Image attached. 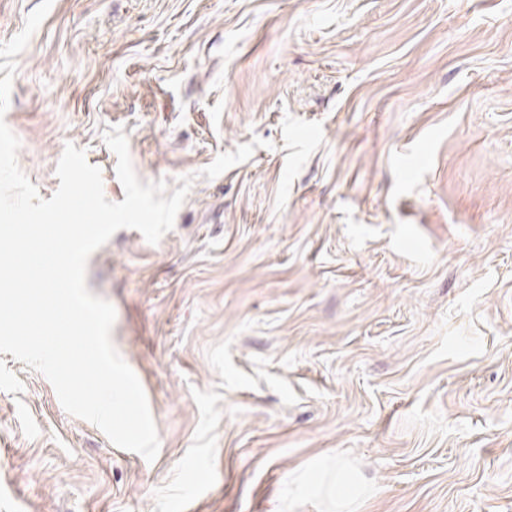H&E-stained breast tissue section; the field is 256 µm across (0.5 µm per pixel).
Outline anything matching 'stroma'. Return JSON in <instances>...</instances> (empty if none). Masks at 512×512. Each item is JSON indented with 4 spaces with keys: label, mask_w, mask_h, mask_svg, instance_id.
I'll return each instance as SVG.
<instances>
[{
    "label": "stroma",
    "mask_w": 512,
    "mask_h": 512,
    "mask_svg": "<svg viewBox=\"0 0 512 512\" xmlns=\"http://www.w3.org/2000/svg\"><path fill=\"white\" fill-rule=\"evenodd\" d=\"M4 119L41 198L66 144L125 198L194 182L90 292L154 461L0 353V512H512V0H53ZM263 141L214 179L224 152ZM326 476L329 478L325 486L326 491L330 497H336V505L339 508L347 506L345 496L351 488L365 492L363 486L355 482L344 470L336 469V473L332 474L326 469Z\"/></svg>",
    "instance_id": "1"
}]
</instances>
